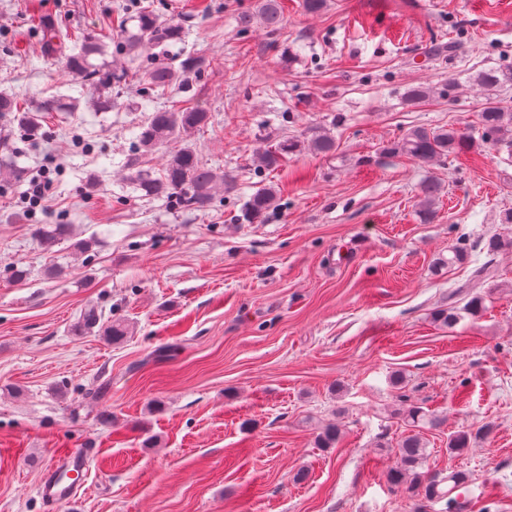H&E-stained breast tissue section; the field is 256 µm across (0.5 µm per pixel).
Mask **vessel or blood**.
Returning <instances> with one entry per match:
<instances>
[{
  "label": "vessel or blood",
  "mask_w": 512,
  "mask_h": 512,
  "mask_svg": "<svg viewBox=\"0 0 512 512\" xmlns=\"http://www.w3.org/2000/svg\"><path fill=\"white\" fill-rule=\"evenodd\" d=\"M91 460L92 456L85 448L56 449L51 463L41 472L38 496L57 505L75 498L80 490L75 478L88 475Z\"/></svg>",
  "instance_id": "vessel-or-blood-1"
}]
</instances>
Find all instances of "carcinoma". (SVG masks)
Segmentation results:
<instances>
[{
  "instance_id": "carcinoma-1",
  "label": "carcinoma",
  "mask_w": 512,
  "mask_h": 512,
  "mask_svg": "<svg viewBox=\"0 0 512 512\" xmlns=\"http://www.w3.org/2000/svg\"><path fill=\"white\" fill-rule=\"evenodd\" d=\"M258 17L266 26L279 29L281 15L278 0H260ZM137 22L138 32L130 35L122 46V50L128 53L147 54L158 46L183 42L187 35L183 22L163 20L153 11L139 12ZM38 29L43 55L63 58L68 73L96 90V110L111 111L117 105L112 98V85L125 79V71L110 72L92 62V57L104 54L107 48L105 37L72 33L45 21L40 22ZM201 68V59L193 55L186 56L176 67L153 66L143 73L139 91L148 96L176 83L186 84L190 79L200 76ZM474 82L485 98L479 111L476 131L453 126L437 129L417 126L409 129L402 138L388 147V151L421 164H430L459 154L473 146L477 140L489 146L512 140V106L508 107L494 97L497 89L512 85V69L482 71L474 77ZM57 111L56 99L45 100L34 107L14 96L0 94V113H13L19 129L29 138L41 135L43 113ZM209 121L210 115L196 108L179 109L166 104L156 106L140 126V133L133 145V158L127 164L134 189L143 197L174 203L188 210H201L210 206L214 195L224 188V175L202 163L192 148L185 146L169 152L158 174L139 166L142 156L165 148L173 141L189 137ZM300 147L301 142L286 139L263 149L259 157L264 167L275 168L283 157L296 152ZM309 147L317 154L329 155L336 151V139L325 131L316 130L309 141ZM438 194L439 185L434 180L428 179L421 184L420 211L426 222L435 215ZM274 200L275 194L271 189L255 192L244 203L241 220L253 222L261 218ZM70 235L69 225L57 224L52 230L43 233V245L51 248ZM475 247L493 256L512 248V239L490 235L473 246L454 244L449 249V255L437 258L435 265L443 269L461 264ZM127 334L128 325L119 319L112 320L104 327V335L113 342L122 340ZM399 402L398 414L407 423L408 433L399 441V464L389 472L388 482L413 500V512H427L433 504L442 501L445 502V512H467L469 501L465 492L469 482L468 474L453 469L445 475L431 470L427 464L429 452L425 432L441 428L444 420L420 405L408 404L402 398ZM491 431V425L485 424L474 432L453 433L448 437V456L464 454ZM340 439L341 429L335 424L323 427L318 433V445L322 448H335Z\"/></svg>"
}]
</instances>
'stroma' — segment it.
<instances>
[{
    "label": "stroma",
    "mask_w": 512,
    "mask_h": 512,
    "mask_svg": "<svg viewBox=\"0 0 512 512\" xmlns=\"http://www.w3.org/2000/svg\"><path fill=\"white\" fill-rule=\"evenodd\" d=\"M279 30L237 16L258 0H0V91L32 103L78 96L79 80L43 56L34 24L120 39L122 18L154 7L190 17L185 43L143 70L192 53L187 86L109 112H54L39 140L0 117V158L19 181L0 188V512H49L35 487L55 449L92 448L86 488L56 512H412L387 474L405 425L398 393L446 417L428 435L430 469L470 476V512H512V249L433 271L459 242L493 234L512 209V146L478 145L433 165L386 153L409 127L475 125L472 74L512 68V0H280ZM455 40V54H431ZM430 97L412 104L410 88ZM197 107L191 142L231 181L203 211L138 197L125 164L156 103ZM334 155L301 148L278 168L256 151L316 129ZM53 170L29 213L32 176ZM436 180L437 216L419 214ZM277 200L240 223L262 187ZM66 223L46 250L37 228ZM93 239L91 251L72 249ZM491 262L479 316L452 328L437 309ZM26 280H12L13 269ZM96 308L129 333L112 343L78 318ZM406 378L404 391L392 384ZM340 426L337 447L316 445ZM495 426L458 457L448 435Z\"/></svg>",
    "instance_id": "35a3bbf8"
}]
</instances>
